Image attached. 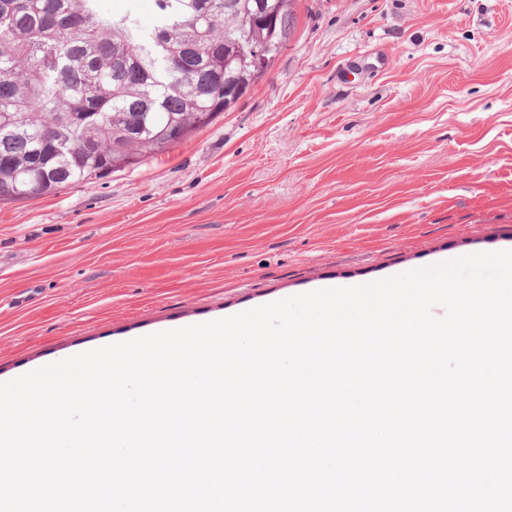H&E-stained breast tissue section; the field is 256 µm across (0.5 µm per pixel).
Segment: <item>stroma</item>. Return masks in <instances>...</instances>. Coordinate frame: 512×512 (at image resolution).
I'll return each instance as SVG.
<instances>
[{"instance_id":"1","label":"stroma","mask_w":512,"mask_h":512,"mask_svg":"<svg viewBox=\"0 0 512 512\" xmlns=\"http://www.w3.org/2000/svg\"><path fill=\"white\" fill-rule=\"evenodd\" d=\"M512 250V0H297L267 74L166 152L0 202V382Z\"/></svg>"}]
</instances>
